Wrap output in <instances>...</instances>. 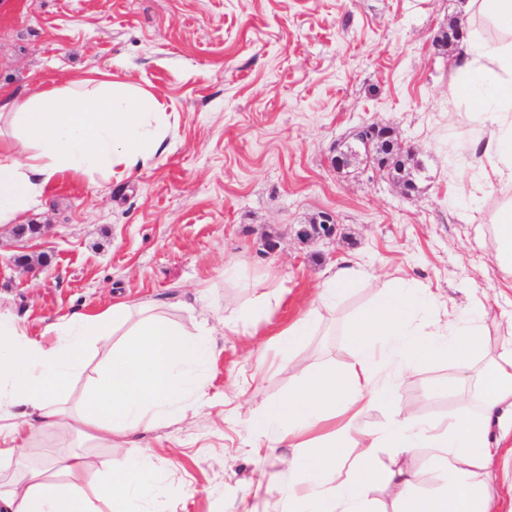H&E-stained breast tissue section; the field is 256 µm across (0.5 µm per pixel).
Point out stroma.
I'll use <instances>...</instances> for the list:
<instances>
[{
  "label": "stroma",
  "instance_id": "obj_1",
  "mask_svg": "<svg viewBox=\"0 0 512 512\" xmlns=\"http://www.w3.org/2000/svg\"><path fill=\"white\" fill-rule=\"evenodd\" d=\"M467 0H0V85L27 95L51 80L93 70L129 77L172 111L169 148L155 164L111 184L65 179L26 223L39 235L0 229V311L41 333L59 316L153 298L184 328L201 299L213 320L240 312L247 295L224 280V263L263 282L276 275L286 303L254 336L216 331L209 393L224 417L147 430L118 448H87L88 470L148 448L156 496L140 512H274L288 476L263 452L239 404L260 410L288 392L270 341L312 306L342 256L373 272L324 313L295 350L303 366L350 359L345 334L374 293L413 275L459 308L500 288L481 342L512 338V286L498 270L481 203L454 198L476 133L466 111L448 118L453 53L435 41ZM392 126L422 167L404 196L386 172L358 161L336 169L337 148L366 124ZM335 214L334 238L301 244L295 231ZM266 349V367L251 356ZM457 369H415L401 403L446 422L457 406Z\"/></svg>",
  "mask_w": 512,
  "mask_h": 512
}]
</instances>
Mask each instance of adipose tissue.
Here are the masks:
<instances>
[{"label": "adipose tissue", "mask_w": 512, "mask_h": 512, "mask_svg": "<svg viewBox=\"0 0 512 512\" xmlns=\"http://www.w3.org/2000/svg\"><path fill=\"white\" fill-rule=\"evenodd\" d=\"M467 34L448 92L463 103L478 137L473 156L487 170L460 180L455 195L481 200L506 188L490 215L494 258L512 276V0H468ZM166 108L153 94L109 72L79 77L27 96L0 89V224H17L64 177L123 179L150 168L166 148ZM355 284L344 257L317 288L313 307L276 341L283 362L335 310ZM287 288L252 295L246 310L224 318L225 331L252 335L262 314L280 308ZM497 297L437 318L438 296L406 277L376 293L346 331L353 354L340 366L298 368L286 398L247 411L255 431L275 430L269 453L283 446L288 499L280 512H375L370 493L391 492L396 512H499L486 485L495 468H512V340L476 368L477 338ZM106 350L102 370L80 397L72 383L87 354ZM217 353L207 319L178 326L151 300L113 302L106 310L74 311L30 336L19 319L0 314V505L6 512H135L154 490L152 454L112 461L105 479L89 474L81 453L40 464L27 450L34 432L75 437L82 447L111 446L141 431L197 414L212 405L206 374ZM441 358L457 367L459 403L445 424L400 407L401 381ZM391 415L382 429L360 424L371 409ZM432 451L418 470L379 463L377 449ZM435 491L424 496L419 486Z\"/></svg>", "instance_id": "adipose-tissue-1"}]
</instances>
